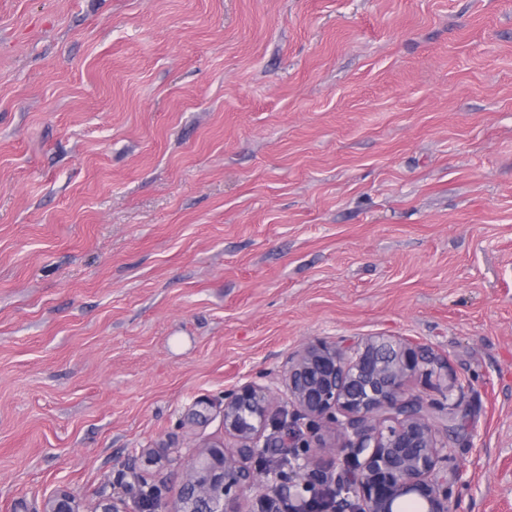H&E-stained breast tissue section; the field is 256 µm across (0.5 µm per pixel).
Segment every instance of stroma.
Instances as JSON below:
<instances>
[{
	"mask_svg": "<svg viewBox=\"0 0 512 512\" xmlns=\"http://www.w3.org/2000/svg\"><path fill=\"white\" fill-rule=\"evenodd\" d=\"M382 334L512 512V0H0V512L176 499L195 398Z\"/></svg>",
	"mask_w": 512,
	"mask_h": 512,
	"instance_id": "1",
	"label": "stroma"
}]
</instances>
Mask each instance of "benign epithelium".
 <instances>
[{"mask_svg":"<svg viewBox=\"0 0 512 512\" xmlns=\"http://www.w3.org/2000/svg\"><path fill=\"white\" fill-rule=\"evenodd\" d=\"M440 368L429 347L403 336L305 342L288 356L287 404L251 380L224 391V436L233 445L204 444L183 461L175 501L132 472L120 493L102 485L85 511L75 492L56 488L43 494L41 512H247L245 502L260 490L264 501L288 500V512H402L407 501L420 512H455L449 487L463 469L448 467L453 413L445 401L457 384L436 403L404 389L413 375ZM212 407L198 398L184 420L205 423ZM297 416L324 433L296 442ZM336 431L339 443L331 439ZM315 453L341 456L339 472H314Z\"/></svg>","mask_w":512,"mask_h":512,"instance_id":"1","label":"benign epithelium"}]
</instances>
